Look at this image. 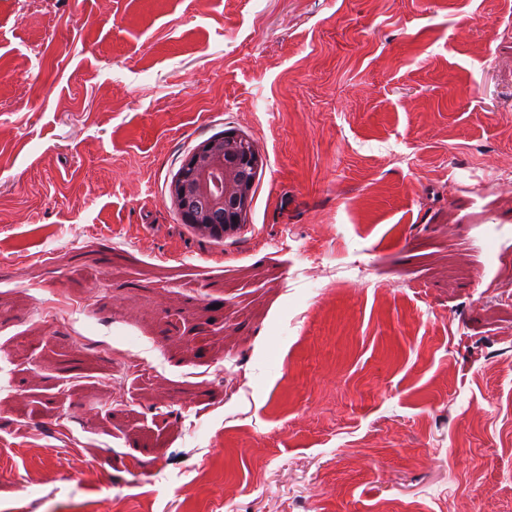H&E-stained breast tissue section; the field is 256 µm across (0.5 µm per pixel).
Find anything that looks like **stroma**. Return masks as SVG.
Instances as JSON below:
<instances>
[{
  "mask_svg": "<svg viewBox=\"0 0 512 512\" xmlns=\"http://www.w3.org/2000/svg\"><path fill=\"white\" fill-rule=\"evenodd\" d=\"M509 168L512 0H0V512H512ZM262 165L255 143L224 132L199 143L169 185V198L186 224L202 234L235 235L250 210Z\"/></svg>",
  "mask_w": 512,
  "mask_h": 512,
  "instance_id": "obj_1",
  "label": "stroma"
}]
</instances>
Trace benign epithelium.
I'll return each instance as SVG.
<instances>
[{"mask_svg":"<svg viewBox=\"0 0 512 512\" xmlns=\"http://www.w3.org/2000/svg\"><path fill=\"white\" fill-rule=\"evenodd\" d=\"M262 165L255 143L224 132L199 143L169 185V198L185 223L202 234L235 235L250 210Z\"/></svg>","mask_w":512,"mask_h":512,"instance_id":"obj_1","label":"benign epithelium"}]
</instances>
